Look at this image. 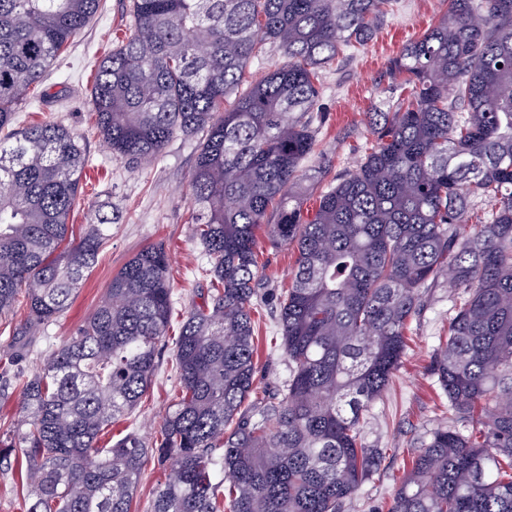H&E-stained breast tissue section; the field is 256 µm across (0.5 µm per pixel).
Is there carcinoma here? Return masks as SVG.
I'll return each instance as SVG.
<instances>
[{
  "instance_id": "1",
  "label": "carcinoma",
  "mask_w": 512,
  "mask_h": 512,
  "mask_svg": "<svg viewBox=\"0 0 512 512\" xmlns=\"http://www.w3.org/2000/svg\"><path fill=\"white\" fill-rule=\"evenodd\" d=\"M390 5L131 0L133 29L98 63L96 128L134 167L205 132L191 190L210 288L184 316L180 396L150 445L135 430L98 441L158 369L175 311L164 244L134 254L78 334L14 374L26 512H132L151 456L171 470L152 512H345L381 470L365 428L428 290L445 285L456 300L431 371L447 422L413 445L390 512H512V0H449L403 47L386 77L409 94L367 113L374 144L301 216L320 69L367 42ZM99 6L0 0V315L24 307L18 336L70 307L112 226L101 204L68 241L83 148L62 123L16 127ZM269 47L284 62L239 91ZM475 196L494 208L478 213ZM260 230L297 252L277 304L288 380L268 398L255 396Z\"/></svg>"
}]
</instances>
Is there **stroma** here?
<instances>
[{
  "mask_svg": "<svg viewBox=\"0 0 512 512\" xmlns=\"http://www.w3.org/2000/svg\"><path fill=\"white\" fill-rule=\"evenodd\" d=\"M447 0H397L394 12L367 44L339 56L321 73L322 114L318 153L308 158L304 170L328 159L326 181L352 169L357 157L372 141L365 124L369 112L386 110L400 96L388 86L383 73L402 47L419 38L446 9ZM133 25L130 0H102L91 22L71 41L67 55L51 74L30 87L19 109V121L58 122L77 136L90 163L83 176V193L69 222L74 236H82L91 210L101 202L112 204L114 222L95 267L89 272L72 306L38 335L29 337L30 352L19 360L30 371L46 352L60 345L94 313L114 274L138 251L164 244L170 255V285L177 302L169 334L177 336L180 314L200 302L206 283L198 272L205 263L194 236L190 179L197 156V139L174 137L160 160L138 169L114 160L98 135L91 111L90 94L98 59L112 51ZM260 301L254 312L257 336L256 386L258 394H272L288 377V361L282 348L277 312L272 295L287 290L296 260L293 247L272 245L258 239ZM452 303L446 288L432 289L420 316L418 335L383 402L374 409L367 430L370 442L385 448L381 474L364 483L347 505L346 512H387L411 458L410 445L441 422L437 411V386L429 370L438 339L448 333ZM177 396L171 348H163L161 366L141 404L131 416L108 427L99 443L106 446L127 430H137L153 440L166 411ZM21 451H13L9 467L0 469V512H22Z\"/></svg>",
  "mask_w": 512,
  "mask_h": 512,
  "instance_id": "1",
  "label": "stroma"
}]
</instances>
